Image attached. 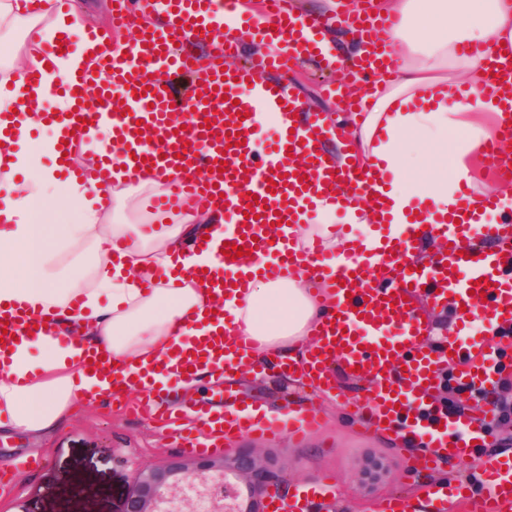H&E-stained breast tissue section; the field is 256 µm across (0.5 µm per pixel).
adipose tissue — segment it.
Listing matches in <instances>:
<instances>
[{
	"label": "adipose tissue",
	"mask_w": 512,
	"mask_h": 512,
	"mask_svg": "<svg viewBox=\"0 0 512 512\" xmlns=\"http://www.w3.org/2000/svg\"><path fill=\"white\" fill-rule=\"evenodd\" d=\"M373 4L397 19L381 43L391 67L376 87H349L356 107L345 155L391 173L382 198L388 224L358 242L335 225L331 202L314 200L312 209L325 249L338 261L366 260L377 270L412 206L445 217L464 190L471 207L481 209L486 186L474 161L501 108L484 58L463 48L480 43L512 50V0ZM93 18L88 0H68L63 7L55 0H0V40L21 27L39 36L10 57L14 75L0 81V307H31L71 336L66 343L59 336L28 337L0 363V426L39 438L55 433L77 406H95L110 393V381L89 368L88 353L109 354L112 365L133 371L153 369L159 381L182 336L209 330L202 313L209 298L195 273L213 266L214 258L194 241L224 221L222 212L188 205L159 232L112 223V203L127 192L122 172L113 170L108 187L78 181L74 172L89 149L85 143L56 160L68 130L48 123L45 114L69 111L71 101L64 94L44 100L41 89L27 90L23 76L44 69L65 76L95 68L102 52L123 54L127 37L102 32L90 39ZM64 32L79 35L75 49L46 56L43 42ZM465 83L477 94L476 106L459 99ZM29 96L38 108H20V99ZM44 156L52 165H41ZM62 210L70 222L52 223ZM116 238L126 242L117 255L111 250ZM84 242L95 247L92 278L56 272V254ZM162 264L171 271L160 283L155 271ZM335 303L332 288L316 295L299 280L257 278L247 294L224 297L235 329L254 340L257 356L287 361L304 358L313 321Z\"/></svg>",
	"instance_id": "adipose-tissue-1"
}]
</instances>
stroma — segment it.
<instances>
[{"mask_svg": "<svg viewBox=\"0 0 512 512\" xmlns=\"http://www.w3.org/2000/svg\"><path fill=\"white\" fill-rule=\"evenodd\" d=\"M284 81L307 107L323 113L325 121L339 123V100L327 96L323 86L331 81L345 83L344 73L324 72L307 62L288 72ZM336 379L339 394L319 400L324 411L322 432L302 443L287 437H243L224 450V457L259 449L276 461L277 473L268 485L284 498L297 487L317 483L324 474H334L332 489L313 504L311 512H329L336 505L346 512H376L382 496L413 500L425 485L448 481L464 470V463L455 459L430 473L408 469L413 447L397 442L391 433L362 436L359 416L344 404L346 396L363 391L365 381L342 372ZM230 386L233 401L253 402L269 410L286 399L304 405L310 397L297 379L275 374L241 373L231 379ZM31 457L40 458L42 467L20 473L15 487L0 489V512H56L76 486L85 492L82 512H120L131 489L130 461L148 466L176 464L188 472L198 466L197 458L182 454L161 429L109 403L78 411L56 434L43 439L0 429V460ZM372 462L382 467L374 480L366 474Z\"/></svg>", "mask_w": 512, "mask_h": 512, "instance_id": "obj_1", "label": "stroma"}]
</instances>
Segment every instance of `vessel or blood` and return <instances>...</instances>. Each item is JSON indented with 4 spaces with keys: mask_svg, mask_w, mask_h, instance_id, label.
<instances>
[{
    "mask_svg": "<svg viewBox=\"0 0 512 512\" xmlns=\"http://www.w3.org/2000/svg\"><path fill=\"white\" fill-rule=\"evenodd\" d=\"M144 9L161 14L163 25L141 28L133 35L126 55L98 59L95 69L73 77L30 72L27 85L72 101L67 114L69 147L81 142L87 129L107 131L110 157L85 170V177L107 182L114 161H121L126 183H139L142 162L152 172L166 176L164 191L153 201L155 209L172 211L187 202L224 213V230L200 242V249L217 257L220 275L205 273L203 286L215 295L247 287L251 277L336 281V306L316 321L304 361L281 363V370L299 376L312 392L332 393L335 373L371 377L370 399L353 400L367 432L390 429L403 441L418 447L413 465L432 468L448 458L475 459L484 490L474 494L469 483L432 484L422 503L400 497L379 501L378 512H448L451 501L469 503L472 512H512V458L490 453L488 419L449 417L434 398L438 370L447 361L463 362L464 380L477 389H490L499 378L508 343L495 338L498 327L512 325V221L478 223L468 204H460L454 219L429 226L420 220L404 225L387 270L382 276L367 272L363 264L331 263L318 239L303 250L290 242L300 233L304 216L314 198L332 200L345 211L347 199L338 195L339 183L378 189L386 173H374L349 163L337 167L325 142L329 136L320 113L307 110L302 98L289 87L267 81L268 73H288L300 61L312 59L324 68L340 67V60L326 53L322 21L293 12L291 0H268L256 15H241L236 0H140ZM232 23L251 39L278 41L275 54H261L250 64L225 68L224 59L234 50L232 41H219L214 31ZM356 33L366 52L351 71L354 80L368 84L384 61L376 40L394 25L393 18L361 11L341 19ZM487 73L503 93L505 110L512 114V63L500 60L483 46ZM186 74L191 91L183 109H176L163 76ZM96 87L99 106L85 104L88 87ZM123 99L111 105L113 94ZM274 114V139L262 145L260 113ZM512 139V121L497 138L480 146L483 156L497 166L501 179L512 181V163L501 160L500 142ZM208 171L198 179L196 169ZM278 235H270V227ZM476 232L496 242L493 250L467 248L464 237ZM441 239L445 248L421 265L412 255L421 249V234ZM249 250V258L231 255L232 246ZM452 309L458 324L445 336L440 351L427 350L424 341L430 325L421 309L422 299ZM482 310L489 326L479 335L465 332L475 310ZM211 332L184 341L175 355V370L212 373L239 372L258 367L252 358L250 337L231 330L225 310L211 314ZM53 325L37 314L0 312V356L18 339L49 334ZM139 416L172 429L180 446L193 455L223 451L242 436H288L297 442L322 426L317 403L303 407L284 405L279 416H267L250 404L223 401L198 408L201 428L182 423L177 411L165 404L159 390L148 386L133 405ZM324 486L297 490L293 502L269 497L272 512H305L312 497Z\"/></svg>",
    "mask_w": 512,
    "mask_h": 512,
    "instance_id": "b4317fda",
    "label": "vessel or blood"
}]
</instances>
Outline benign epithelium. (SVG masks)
Segmentation results:
<instances>
[{
	"label": "benign epithelium",
	"instance_id": "obj_1",
	"mask_svg": "<svg viewBox=\"0 0 512 512\" xmlns=\"http://www.w3.org/2000/svg\"><path fill=\"white\" fill-rule=\"evenodd\" d=\"M273 463L252 450L229 463L205 460L195 472L174 468L133 467V490L121 512H258L255 495L260 482L248 486L244 500L233 480L259 477Z\"/></svg>",
	"mask_w": 512,
	"mask_h": 512
}]
</instances>
